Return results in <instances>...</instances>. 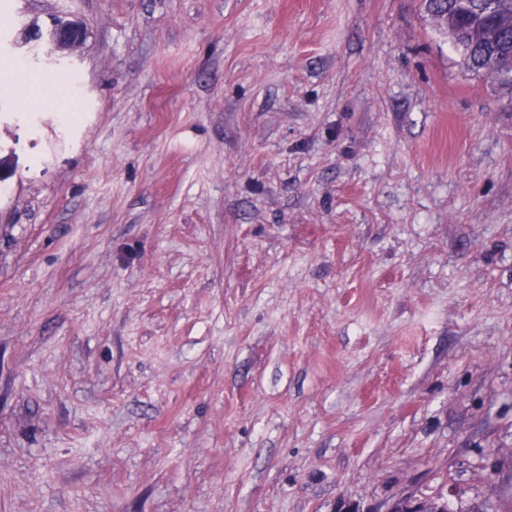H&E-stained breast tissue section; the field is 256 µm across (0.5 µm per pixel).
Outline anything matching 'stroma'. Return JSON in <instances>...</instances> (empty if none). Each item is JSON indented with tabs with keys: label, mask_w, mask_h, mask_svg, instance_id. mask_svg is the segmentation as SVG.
<instances>
[{
	"label": "stroma",
	"mask_w": 512,
	"mask_h": 512,
	"mask_svg": "<svg viewBox=\"0 0 512 512\" xmlns=\"http://www.w3.org/2000/svg\"><path fill=\"white\" fill-rule=\"evenodd\" d=\"M0 159V512L512 494V90L420 0H0ZM55 51L73 50L84 41L83 28L75 22H58L49 32ZM10 69L15 78L19 82H32L28 77V70L21 61H13L10 63ZM61 89L50 79L43 78L39 82H32V93L28 98L25 107L20 109L27 112V109H36L44 105L53 103L57 100Z\"/></svg>",
	"instance_id": "35a3bbf8"
}]
</instances>
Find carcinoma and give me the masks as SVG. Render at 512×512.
<instances>
[{
	"mask_svg": "<svg viewBox=\"0 0 512 512\" xmlns=\"http://www.w3.org/2000/svg\"><path fill=\"white\" fill-rule=\"evenodd\" d=\"M423 0L430 16L448 14L453 21L448 41L470 71L484 73L512 89V0Z\"/></svg>",
	"mask_w": 512,
	"mask_h": 512,
	"instance_id": "cac0c4a2",
	"label": "carcinoma"
}]
</instances>
